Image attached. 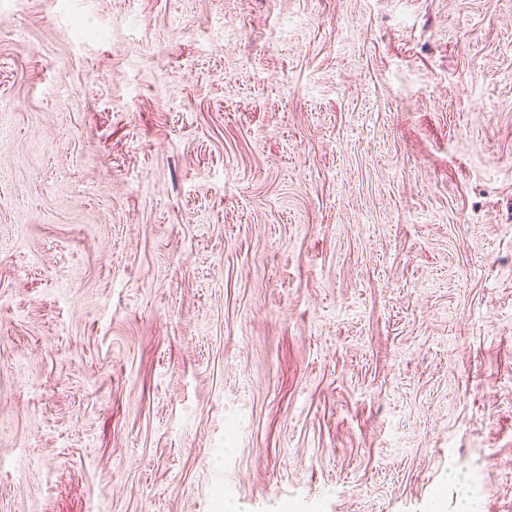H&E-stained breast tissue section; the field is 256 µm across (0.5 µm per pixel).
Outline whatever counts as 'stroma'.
Masks as SVG:
<instances>
[{
	"label": "stroma",
	"mask_w": 512,
	"mask_h": 512,
	"mask_svg": "<svg viewBox=\"0 0 512 512\" xmlns=\"http://www.w3.org/2000/svg\"><path fill=\"white\" fill-rule=\"evenodd\" d=\"M0 512H512V0H0Z\"/></svg>",
	"instance_id": "1"
}]
</instances>
